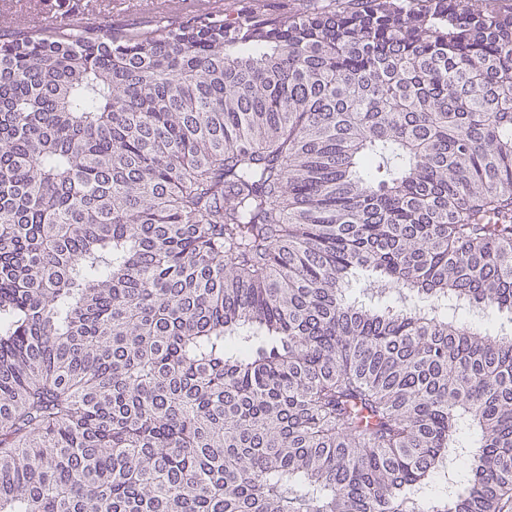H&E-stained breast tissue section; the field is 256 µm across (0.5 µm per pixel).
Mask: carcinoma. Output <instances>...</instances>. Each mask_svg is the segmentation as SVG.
Listing matches in <instances>:
<instances>
[{
	"label": "carcinoma",
	"mask_w": 512,
	"mask_h": 512,
	"mask_svg": "<svg viewBox=\"0 0 512 512\" xmlns=\"http://www.w3.org/2000/svg\"><path fill=\"white\" fill-rule=\"evenodd\" d=\"M512 9L0 41V512H501Z\"/></svg>",
	"instance_id": "cac0c4a2"
}]
</instances>
